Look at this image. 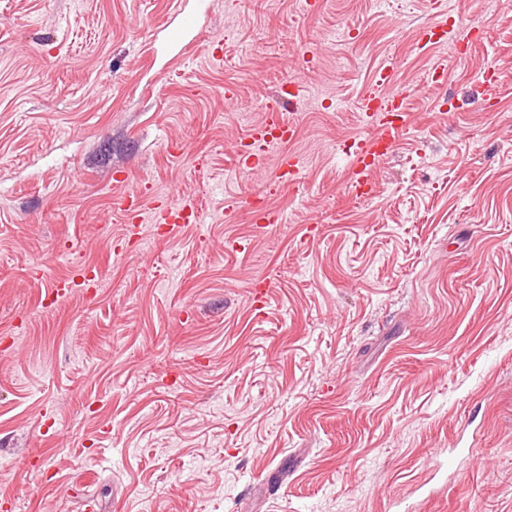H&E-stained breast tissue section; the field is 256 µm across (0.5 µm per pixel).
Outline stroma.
<instances>
[{
    "label": "stroma",
    "mask_w": 512,
    "mask_h": 512,
    "mask_svg": "<svg viewBox=\"0 0 512 512\" xmlns=\"http://www.w3.org/2000/svg\"><path fill=\"white\" fill-rule=\"evenodd\" d=\"M458 8L461 55L421 41L434 0H0L12 512H512V0ZM390 57L408 128L360 198ZM293 80L294 139L240 163ZM140 187L200 223L157 234L115 203ZM248 193L286 223L226 216ZM395 69L392 59L385 61L374 82L355 102L356 109L362 112L363 125L370 130L367 137H356L351 144V185L360 196L368 191L373 162L393 149L408 124L404 101L409 90H386Z\"/></svg>",
    "instance_id": "1"
}]
</instances>
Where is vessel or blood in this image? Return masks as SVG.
Wrapping results in <instances>:
<instances>
[{
	"instance_id": "b4317fda",
	"label": "vessel or blood",
	"mask_w": 512,
	"mask_h": 512,
	"mask_svg": "<svg viewBox=\"0 0 512 512\" xmlns=\"http://www.w3.org/2000/svg\"><path fill=\"white\" fill-rule=\"evenodd\" d=\"M435 10L438 20L428 27L427 41L440 46L456 39L460 26L449 23L450 12L444 0H437ZM395 69L393 61H385L374 82L355 102L356 109L362 114L364 126L370 130L367 137L354 138L351 144V185L360 196L367 192L373 162L393 149L408 124L404 107L407 90L392 92L388 89ZM294 134L293 122L284 121L279 115H272L265 125L251 131L249 151L244 154V161L258 162L268 146L287 143Z\"/></svg>"
}]
</instances>
